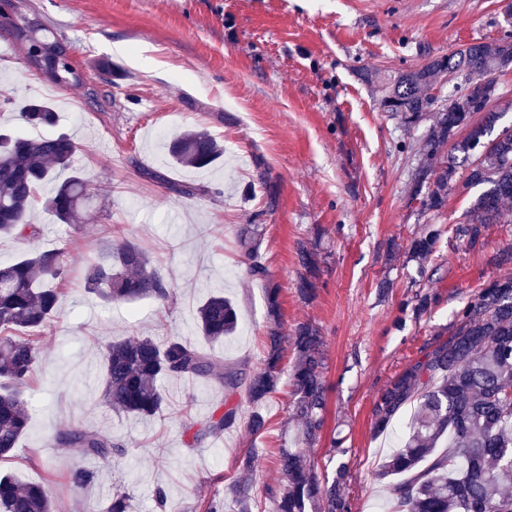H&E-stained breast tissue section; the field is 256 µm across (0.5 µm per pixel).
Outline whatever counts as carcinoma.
Here are the masks:
<instances>
[{"instance_id": "carcinoma-1", "label": "carcinoma", "mask_w": 512, "mask_h": 512, "mask_svg": "<svg viewBox=\"0 0 512 512\" xmlns=\"http://www.w3.org/2000/svg\"><path fill=\"white\" fill-rule=\"evenodd\" d=\"M0 29L22 42L33 68L60 86L79 85L80 73L66 49L41 24L16 11L15 0H0ZM512 67V40L475 43L436 57L418 68L395 74L384 88L381 105L400 115L408 128L430 111L433 79L451 72L472 75L464 88H475L485 98H498L491 76ZM511 103L489 109L475 120L465 96H458L435 116L425 144L426 161L416 179L428 185L422 199L427 210L439 211L448 192L464 194L482 186L470 201L466 221L458 234L476 243L489 224H511L512 123L502 119ZM18 119L32 126L53 127L57 114L45 101L23 103ZM469 132L445 150L451 132ZM76 145L65 133L39 138L0 134V235L28 241L39 235L30 211L40 190L52 186L47 209L63 224L89 218L94 195L75 173L57 181V171L71 166ZM168 153L177 166L202 169L215 164L224 148L205 129H186L173 137ZM263 225L245 224L239 243L248 260L245 273L267 277L255 260ZM441 229L426 225L409 246L421 261L434 253ZM67 248L27 254L0 264V461L13 456L26 431L29 409L24 391L35 373L42 349V330L57 312L65 278ZM303 273L299 294H314L318 254L305 245L299 249ZM86 289L103 301L126 302L152 297L161 302L172 291L153 267L149 256L124 240L86 268ZM279 289L268 291L267 356L262 368L246 374L172 337L164 343L145 337L113 341L103 353L102 400L117 413L148 417L162 408L158 381L164 376L211 380L224 387L225 398L247 383L249 399L257 406L278 391L282 383L284 336L280 321ZM196 327L207 338L234 335L238 317L231 299L209 295L197 308ZM297 360L289 383L295 417L304 439L313 442L324 423L326 385L323 377V337L319 329L302 323L291 336ZM415 402L409 432L402 445L385 457L378 478L386 484L391 512H512V277H500L481 289L457 314L448 339L436 343L424 358L407 367L381 391L374 406V427H388L398 411ZM236 408L195 433L196 439L234 424ZM58 441L105 460L123 457L126 449L78 428L59 433ZM280 486L274 512H349L341 492L344 465L333 480L322 479L301 448H281L276 457ZM231 485L239 512H252L251 484L246 474ZM0 512H54L52 489L45 483L24 484L0 477Z\"/></svg>"}]
</instances>
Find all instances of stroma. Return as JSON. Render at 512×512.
<instances>
[{
    "instance_id": "obj_1",
    "label": "stroma",
    "mask_w": 512,
    "mask_h": 512,
    "mask_svg": "<svg viewBox=\"0 0 512 512\" xmlns=\"http://www.w3.org/2000/svg\"><path fill=\"white\" fill-rule=\"evenodd\" d=\"M511 0H22L65 43L82 82L61 87L30 67L25 50L0 31V85L16 100L46 96L56 131L73 136L72 167L96 192L104 216L61 224L43 202L40 233L0 239V263L33 250L67 246L58 311L44 329L42 361L26 394L29 427L12 462L26 482L50 481L57 512H108L114 494L128 512H205L216 498L238 512L230 487L253 455V512H272L280 476L278 448L305 449L320 477L345 464L349 512H385L376 470L395 434H377L373 408L387 383L446 340L456 313L491 281L512 276V224L488 225L476 245L456 234L469 206L452 193L437 213L413 195L433 123L403 126L384 111L372 79L422 65L471 43L512 37ZM208 130L224 147L210 170L174 166L167 144L188 128ZM168 174L163 185L144 170ZM194 194L181 193V186ZM260 224L264 280L245 275L238 230ZM441 227L435 253L410 260L411 238ZM138 244L171 284L174 299L108 304L83 287L86 266L122 239ZM320 254L316 293H298L300 246ZM280 290L285 333L311 323L323 337L327 410L322 432L305 443L294 423L289 384L261 407L245 388L225 397L214 382L167 377L162 411L119 414L101 401L100 352L110 342L178 336L246 371L265 355L267 290ZM230 297L236 335L212 342L197 332L207 296ZM431 308L415 315V294ZM229 428L194 441L225 405ZM264 432L250 430L254 412ZM78 426L122 444L104 462L57 444ZM82 468L92 478L69 481Z\"/></svg>"
}]
</instances>
